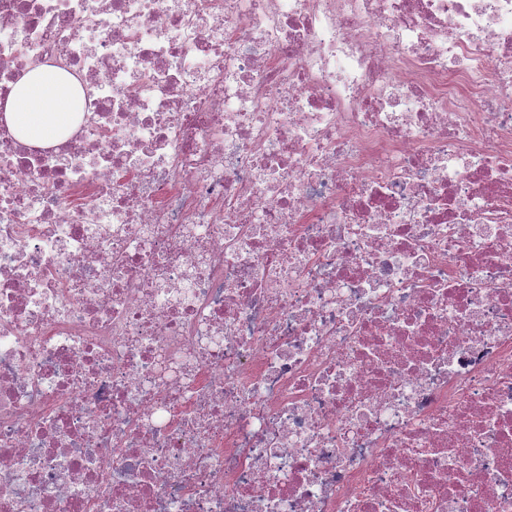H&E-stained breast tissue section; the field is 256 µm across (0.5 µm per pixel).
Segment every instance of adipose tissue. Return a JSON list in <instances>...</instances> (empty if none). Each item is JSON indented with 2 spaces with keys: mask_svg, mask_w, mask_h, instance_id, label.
Instances as JSON below:
<instances>
[{
  "mask_svg": "<svg viewBox=\"0 0 512 512\" xmlns=\"http://www.w3.org/2000/svg\"><path fill=\"white\" fill-rule=\"evenodd\" d=\"M74 110L75 98L67 75L47 66L26 74L5 104L13 130L35 144L61 135Z\"/></svg>",
  "mask_w": 512,
  "mask_h": 512,
  "instance_id": "1",
  "label": "adipose tissue"
}]
</instances>
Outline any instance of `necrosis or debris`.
<instances>
[{"instance_id":"necrosis-or-debris-1","label":"necrosis or debris","mask_w":512,"mask_h":512,"mask_svg":"<svg viewBox=\"0 0 512 512\" xmlns=\"http://www.w3.org/2000/svg\"><path fill=\"white\" fill-rule=\"evenodd\" d=\"M0 512H512V0H0ZM5 112L13 130L31 143L61 135L75 112L67 75L47 66L29 72L15 86Z\"/></svg>"}]
</instances>
